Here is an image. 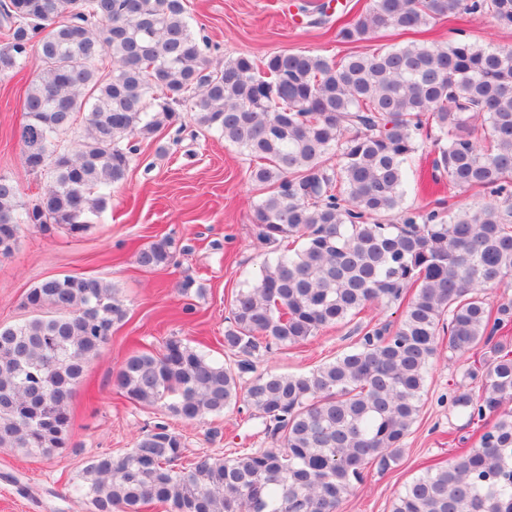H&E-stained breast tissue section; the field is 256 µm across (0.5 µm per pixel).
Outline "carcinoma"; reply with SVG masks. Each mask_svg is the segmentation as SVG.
<instances>
[{
	"label": "carcinoma",
	"mask_w": 512,
	"mask_h": 512,
	"mask_svg": "<svg viewBox=\"0 0 512 512\" xmlns=\"http://www.w3.org/2000/svg\"><path fill=\"white\" fill-rule=\"evenodd\" d=\"M460 13L512 26V0H370L336 37L357 42ZM0 28V74L37 54L20 141L27 169L51 178L29 206L0 176V257L22 224L85 231L125 178L132 141L179 107L260 161L249 173L269 187L254 208L258 236L291 244L232 301L223 344L233 362L171 337L112 371L126 401L161 403L187 422L241 403L277 446L184 465L182 437L158 425L125 455L81 469L73 493L86 512H338L367 467L400 458L445 335L454 354L490 350L451 396L479 438L415 477L391 512H512V299L486 293L512 278V47L413 41L338 60L240 55L216 68L184 0H9ZM79 112L83 133L65 149ZM428 126L438 131L431 181L477 191L480 204L404 209L407 163ZM134 258L146 270L170 266L174 241ZM24 304L37 315L0 326V448L51 460L72 447L74 388L126 308L114 286L71 275L42 281ZM392 304L403 307L397 324L357 326L334 361L243 380L261 349L301 345Z\"/></svg>",
	"instance_id": "1"
}]
</instances>
